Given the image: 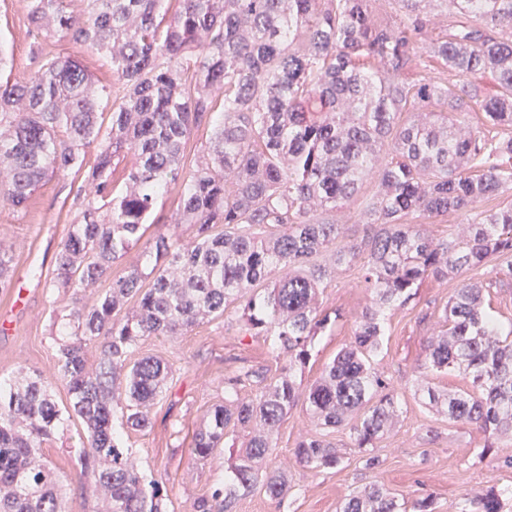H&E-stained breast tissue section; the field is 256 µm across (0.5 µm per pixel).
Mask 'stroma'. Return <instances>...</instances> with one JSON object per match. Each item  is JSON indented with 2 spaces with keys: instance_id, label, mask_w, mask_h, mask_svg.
Instances as JSON below:
<instances>
[{
  "instance_id": "1",
  "label": "stroma",
  "mask_w": 512,
  "mask_h": 512,
  "mask_svg": "<svg viewBox=\"0 0 512 512\" xmlns=\"http://www.w3.org/2000/svg\"><path fill=\"white\" fill-rule=\"evenodd\" d=\"M0 40L9 49L1 78L14 79L35 70L32 46L38 43L46 56L77 61L96 86L108 87L114 81L108 54L60 33L34 30L27 0H0ZM83 183V173L71 171L37 188L27 209L0 204V246L13 256L14 289L25 295L17 306L9 292L0 291V321L11 325L10 330L0 331V379L14 377L23 369L46 376L53 371L60 343L55 326L59 309L51 303L49 282L60 243L78 215L77 192ZM35 266L41 268V278L31 276ZM493 276L491 266L485 265L445 278H428L414 300L389 312L375 367L399 388V419L374 444L378 467L365 468L345 426L326 432L327 441L344 454L343 466L321 472L300 466L294 455L296 445L315 433L316 427L305 409L298 407L281 423L268 460L269 465L287 467L293 494L280 505L257 490L237 502L236 512H337L355 487L369 483L408 501L429 494L435 500V512H457L468 494L512 485V467L504 464L505 456L512 455V439L501 438L497 448L478 455L487 433L471 424L449 421L442 412L421 404L414 394L424 348L445 329L442 309L449 297L465 282L487 281ZM319 301L322 309L340 310L345 318L315 336L312 358L298 375L305 385L318 379L336 352L352 340L355 321L370 303L358 266L340 268ZM136 355L160 358L172 374L151 410L150 427L123 429V439L133 448L142 471L163 487L167 512H192L198 497L210 494L224 481L223 454L203 462L191 455L190 448L208 411L224 401L225 372L244 363L274 370L282 361L264 337L242 334L230 310L203 319L182 336L148 337ZM84 439V426L74 417L43 446L45 458L62 483L66 512H97L98 493L92 479L82 475L75 455Z\"/></svg>"
}]
</instances>
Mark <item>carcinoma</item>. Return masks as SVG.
Wrapping results in <instances>:
<instances>
[{
	"mask_svg": "<svg viewBox=\"0 0 512 512\" xmlns=\"http://www.w3.org/2000/svg\"><path fill=\"white\" fill-rule=\"evenodd\" d=\"M443 0H389L400 16L376 23L371 0H87L77 17L66 0H28L30 23L46 25L110 54L115 84L112 125L102 130L93 83L65 57L33 54L38 68L0 81V201L24 210L51 174L86 169L81 210L55 258L52 303L69 310L53 377L68 388L69 410L85 424L78 450L84 474L99 491L100 512H163L159 482L138 468L114 426V390L121 382L122 416L149 427L148 408L164 393L171 370L146 356L126 362L149 336H177L199 319L240 312L244 335L264 336L283 357L275 377L242 365L224 376V404L209 413L191 453L205 460L232 449L222 487L193 512H234L261 487L282 503L288 472L262 465L274 435L298 404L324 427L350 425L363 453L392 426L394 382L375 371L385 336V310L404 306L429 277L441 278L492 258L507 260L512 281V0H450L447 31L429 37L428 7ZM441 60L455 81L409 76L417 49ZM495 75L500 94L478 98L469 78ZM476 107L484 128L461 132L455 117ZM427 111L428 121H400ZM209 128L207 145L183 174L193 129ZM96 150L86 166V150ZM122 173L118 193L114 175ZM366 179L377 192L364 213L370 233L344 240L343 227L323 215L349 200ZM179 187L188 241L157 233L146 264L112 276V265L137 245L158 198ZM508 195L494 210L477 203ZM466 217L467 235L435 242L410 215ZM13 257L0 249V289L12 287ZM360 263L371 304L310 387L295 373L312 357V341L331 319L318 295L336 271ZM110 287L90 304L81 292L104 278ZM149 287H144L146 279ZM130 298L132 314L116 311ZM443 337L430 341L416 394L442 406L448 420L512 436V330L503 334L485 311L483 288L463 284L443 310ZM97 353L95 369L87 353ZM458 373L470 389L442 393L430 375ZM247 385L255 399L238 398ZM64 421L50 383L32 373L0 387V512H64L59 477L42 460L43 444ZM248 431L236 446L230 432ZM297 461L336 469L343 456L321 437L300 441ZM339 512H435L434 499L399 502L369 484L344 499ZM458 512H501L498 491H477Z\"/></svg>",
	"mask_w": 512,
	"mask_h": 512,
	"instance_id": "obj_1",
	"label": "carcinoma"
}]
</instances>
